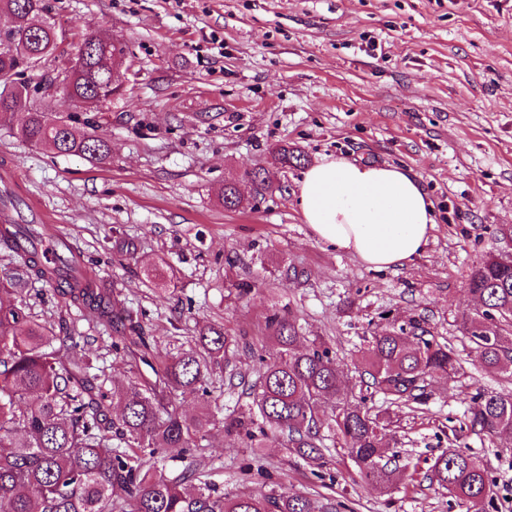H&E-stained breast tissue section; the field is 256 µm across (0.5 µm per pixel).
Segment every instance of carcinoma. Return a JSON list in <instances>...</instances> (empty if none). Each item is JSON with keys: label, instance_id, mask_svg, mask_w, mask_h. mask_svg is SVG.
I'll return each mask as SVG.
<instances>
[{"label": "carcinoma", "instance_id": "cac0c4a2", "mask_svg": "<svg viewBox=\"0 0 512 512\" xmlns=\"http://www.w3.org/2000/svg\"><path fill=\"white\" fill-rule=\"evenodd\" d=\"M44 0H0V86L54 53L60 41L55 22L43 17ZM82 65L69 75H40L48 99L17 93L0 97V119L23 111L16 136L27 145L90 161L109 156L97 113L118 94L105 54L104 37L90 34L74 46ZM77 99L91 111L63 110ZM279 163L294 166L304 155L286 146ZM251 199L237 187H224L222 202L239 209L269 191V173H250ZM0 246L19 257V272L0 282V512H337L338 504L320 506L307 496L272 490L267 494L229 496L189 469L168 479L149 464L161 454L183 456L208 447L210 415L183 418L175 401L209 395L210 375L238 344L224 327L199 331L194 346L176 352L159 348L125 304L98 286L90 274L75 272L63 260L43 263L37 248L21 253L0 234ZM43 283L77 308L97 312L112 332V350L132 356L151 374L126 386L107 388L108 376L91 373L94 365H66L81 347V336L61 337L37 321L27 302L29 285ZM469 294L480 306L461 317V328L475 345L482 366L512 375V263L486 257L472 271ZM272 356L258 355L259 376L251 388L252 406L224 419V434L248 448L269 439H286L288 448L307 462L324 458L319 437L322 406L332 408L333 431L362 478L380 488L392 485L396 469L385 458L387 420L341 399L342 378L323 341L299 350L300 336L290 319L274 314L267 324ZM365 387L391 406L422 405L429 381L455 373L454 349L436 339L385 330L373 337L364 357ZM467 427L499 440H512V393L482 394L467 417ZM426 479L448 490L466 512H486L493 480L484 463L458 448L435 457Z\"/></svg>", "mask_w": 512, "mask_h": 512}]
</instances>
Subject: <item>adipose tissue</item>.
<instances>
[{
  "instance_id": "obj_1",
  "label": "adipose tissue",
  "mask_w": 512,
  "mask_h": 512,
  "mask_svg": "<svg viewBox=\"0 0 512 512\" xmlns=\"http://www.w3.org/2000/svg\"><path fill=\"white\" fill-rule=\"evenodd\" d=\"M298 207L319 241L376 269L411 262L435 225L432 202L411 171L344 158L304 172Z\"/></svg>"
}]
</instances>
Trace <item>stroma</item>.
I'll return each instance as SVG.
<instances>
[{
  "label": "stroma",
  "mask_w": 512,
  "mask_h": 512,
  "mask_svg": "<svg viewBox=\"0 0 512 512\" xmlns=\"http://www.w3.org/2000/svg\"><path fill=\"white\" fill-rule=\"evenodd\" d=\"M66 35L44 63L64 68L70 43L103 33L126 47L124 93L104 115L108 161L58 156L17 140L16 113L0 122V173L14 180L17 209L36 206L68 234L99 279L140 312L161 346L190 343L206 325L239 337L212 396L181 401L189 418H223L249 403L255 350L267 319L289 317L302 346L329 345L344 400L390 417L386 455L411 465L456 446L481 458L493 479L487 512H512V443L471 432L477 393L512 392V376L485 371L459 326L476 308L467 288L486 256H512L497 235L512 224V0H45ZM285 145L309 163L347 157L410 169L427 190L436 225L423 253L375 269L316 239L297 207L303 167L281 168ZM263 168L273 187L254 207L225 209L224 186L250 195L245 175ZM251 284L249 293L239 284ZM37 319L57 335L87 337L115 384L132 379L106 348L98 315L31 287ZM421 322L459 361L417 411L362 399V353L385 329ZM321 476L280 441L247 448L211 431L196 456L159 458L173 478L196 467L226 494L280 486L345 512H466L423 476L387 490L362 479L334 434ZM262 475L243 479V464Z\"/></svg>",
  "instance_id": "35a3bbf8"
}]
</instances>
